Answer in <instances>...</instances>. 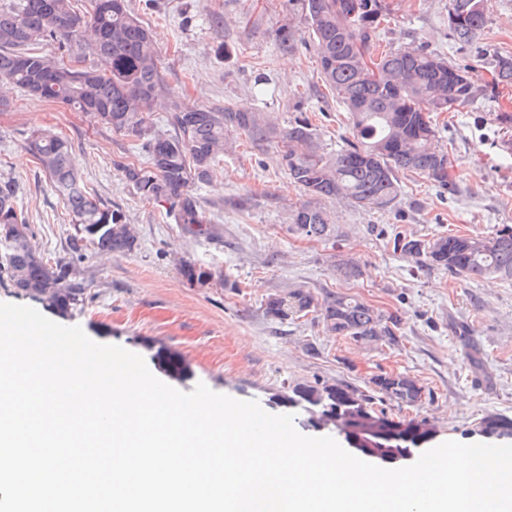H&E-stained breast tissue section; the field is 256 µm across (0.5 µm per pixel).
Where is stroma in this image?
<instances>
[{"mask_svg":"<svg viewBox=\"0 0 512 512\" xmlns=\"http://www.w3.org/2000/svg\"><path fill=\"white\" fill-rule=\"evenodd\" d=\"M380 45L423 47L470 71L480 91L467 105L433 115L436 149L448 152L449 194L423 176L401 173L392 209L326 199L330 239L305 236L291 220L307 202L288 176L281 131L308 117L319 151L333 156L353 139L352 120L320 78V63L295 0H130L158 47L171 99L185 106H230L258 113L275 130L251 146L231 139L209 181L195 185L215 227L211 239L184 236L166 207L142 200L117 162L145 165L136 139L115 133L92 112L33 99L0 78V176L17 185L32 243L47 263L66 254L70 215L23 147L34 130L66 139L73 167L92 194L120 207L135 236L125 254L89 253L78 266L96 298L69 318L89 338L141 355L161 381L268 407L274 393L298 384H340L364 391L371 378L404 373L422 388L411 408L380 399L393 418L435 427L436 442H479L488 414L512 416V280L465 281L395 251L394 235L432 240L448 234L492 236L512 225V86H493L490 56L512 55V0H484L486 26L472 43L454 41L448 0H389ZM292 30L294 50L280 30ZM353 261L359 277L340 276ZM212 272L189 281L183 263ZM302 290L358 298L397 318V342L358 343L328 332L316 312L280 322L266 303ZM178 355L185 378L169 377L158 354Z\"/></svg>","mask_w":512,"mask_h":512,"instance_id":"stroma-1","label":"stroma"}]
</instances>
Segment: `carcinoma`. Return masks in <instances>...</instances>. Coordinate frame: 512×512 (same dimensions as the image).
<instances>
[{
  "label": "carcinoma",
  "mask_w": 512,
  "mask_h": 512,
  "mask_svg": "<svg viewBox=\"0 0 512 512\" xmlns=\"http://www.w3.org/2000/svg\"><path fill=\"white\" fill-rule=\"evenodd\" d=\"M18 0L0 6V78L27 95L77 111L97 113L113 131L142 141L151 167L117 164L126 182L144 200L169 205L182 232L211 238L214 227L192 192L206 181L217 154L228 140L244 136L259 146L271 128L254 112L230 106H184L165 101L164 81L151 32L131 10L128 0H90L82 13L71 0ZM320 59L322 81L352 116L353 138L347 148L326 158L313 147L307 118H297L283 135L282 160L292 183L310 201L292 214V223L309 237L331 235L330 219L318 205L343 197L369 209L393 207L399 195L397 173L409 171L456 191L449 178L448 154L431 148L435 137L429 113L449 112L474 99L479 89L468 70L425 48L391 49L374 58L371 48L389 13L386 0H299ZM486 19L482 0H448V27L460 41L479 37ZM41 42L58 45L61 55L81 56L88 48L105 68H72L36 50ZM367 58L379 77L364 71ZM494 82L512 84V55L492 61ZM168 112L174 134L151 131L154 108ZM55 194L72 216L68 257L51 268L31 244L30 224L16 206V184L0 181V283L40 301L65 317L81 313L95 299L90 283L76 276V265L90 250L123 254L132 250L125 213L92 195L72 168L68 143L47 131L25 140ZM394 248L431 267L444 268L464 279H512V226L488 238L448 235L433 240L395 236ZM313 296L302 290L289 298H273L265 312L276 320L310 312ZM318 318L326 330L356 342L396 343L395 321L351 296L332 294L320 306ZM394 402L415 405L422 387L404 373H385L371 380V391L357 393L344 386L295 385L291 394L276 396L283 404L308 414L307 425L320 427L317 417L341 413L348 420V446L383 463L416 452L436 436L434 427L414 420L394 419L375 410L374 393ZM493 431L512 430V418L490 414L481 419Z\"/></svg>",
  "instance_id": "carcinoma-1"
}]
</instances>
